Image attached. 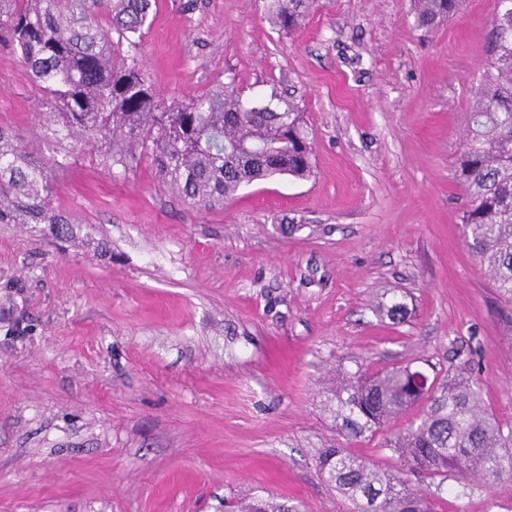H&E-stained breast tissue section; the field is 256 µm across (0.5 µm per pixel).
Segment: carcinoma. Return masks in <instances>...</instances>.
Segmentation results:
<instances>
[{"label": "carcinoma", "instance_id": "carcinoma-1", "mask_svg": "<svg viewBox=\"0 0 512 512\" xmlns=\"http://www.w3.org/2000/svg\"><path fill=\"white\" fill-rule=\"evenodd\" d=\"M418 21L434 27L453 16L461 0H413ZM491 71L468 113L456 163L464 187V242L499 293L512 299V0H499ZM152 0H0V42L20 52L55 133L74 147L105 148L125 169L149 159L172 191L208 209L240 187L276 174L306 179L313 147L300 113L246 106L242 92L222 83L187 104L165 103L142 74L140 46L153 22ZM315 0H264L267 20L294 30ZM64 162L35 158L0 127V224L70 221L52 206L55 169ZM484 384L459 369L440 386L409 365L374 376L345 372L329 408L339 436H374L416 405L426 412L386 440L413 472L477 476L490 489L512 483V423L485 408ZM327 481L354 512H431L426 496L405 480L370 465L338 443L322 448ZM232 512H300L268 496Z\"/></svg>", "mask_w": 512, "mask_h": 512}]
</instances>
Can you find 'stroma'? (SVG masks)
<instances>
[{
	"mask_svg": "<svg viewBox=\"0 0 512 512\" xmlns=\"http://www.w3.org/2000/svg\"><path fill=\"white\" fill-rule=\"evenodd\" d=\"M497 0L437 28L411 0H318L292 32L261 0H157L145 79L182 101L235 82L302 112L314 173L242 186L206 211L151 162L72 153L0 44V126L67 156L53 204L71 219L0 224V512H224L271 496L349 512L317 451L339 374L466 368L512 421V302L467 250L455 180ZM402 319L386 312L393 298ZM383 433L346 446L391 471ZM406 473L432 512H512V486Z\"/></svg>",
	"mask_w": 512,
	"mask_h": 512,
	"instance_id": "obj_1",
	"label": "stroma"
}]
</instances>
